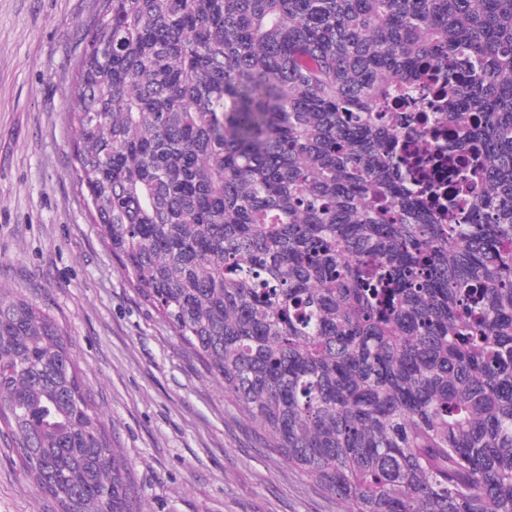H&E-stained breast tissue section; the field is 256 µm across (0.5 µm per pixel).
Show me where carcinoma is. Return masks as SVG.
I'll use <instances>...</instances> for the list:
<instances>
[{
  "instance_id": "cac0c4a2",
  "label": "carcinoma",
  "mask_w": 512,
  "mask_h": 512,
  "mask_svg": "<svg viewBox=\"0 0 512 512\" xmlns=\"http://www.w3.org/2000/svg\"><path fill=\"white\" fill-rule=\"evenodd\" d=\"M70 169L130 287L348 512H512V0H101ZM434 72L494 190L440 224L382 104ZM456 245L448 249V240ZM0 435L53 512H139L70 344L0 292Z\"/></svg>"
}]
</instances>
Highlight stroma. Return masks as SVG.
Masks as SVG:
<instances>
[{
  "mask_svg": "<svg viewBox=\"0 0 512 512\" xmlns=\"http://www.w3.org/2000/svg\"><path fill=\"white\" fill-rule=\"evenodd\" d=\"M100 0H0V289L54 317L142 512H347L267 446L143 304L69 174L66 91ZM0 512H52L0 439Z\"/></svg>",
  "mask_w": 512,
  "mask_h": 512,
  "instance_id": "stroma-1",
  "label": "stroma"
}]
</instances>
